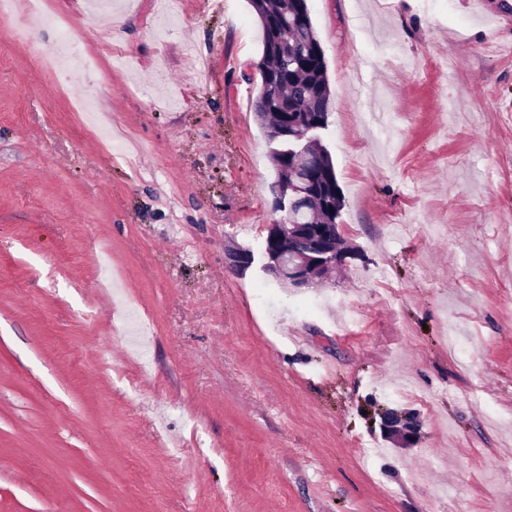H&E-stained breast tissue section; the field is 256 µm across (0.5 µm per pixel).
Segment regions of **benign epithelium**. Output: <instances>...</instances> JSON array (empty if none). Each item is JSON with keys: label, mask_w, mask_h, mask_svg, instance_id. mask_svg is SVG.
<instances>
[{"label": "benign epithelium", "mask_w": 512, "mask_h": 512, "mask_svg": "<svg viewBox=\"0 0 512 512\" xmlns=\"http://www.w3.org/2000/svg\"><path fill=\"white\" fill-rule=\"evenodd\" d=\"M324 129L321 121L314 117L301 122L295 116L288 118L282 129H274L277 137L291 143L290 157L294 166L293 181L288 184L294 198L287 203L283 195L275 198L274 211L279 218L269 225L262 256L268 259L263 270L290 288H310L321 282L319 273L331 266H342L347 253L336 250L334 235L327 224H299L296 214L306 206L307 199L329 193L325 178L314 161L310 145L318 140L319 131ZM227 266L234 271L250 268L254 252L247 247L233 246L225 253ZM388 433L397 437L402 444L411 443L416 436V425L405 423L396 429L394 420L385 418L383 423Z\"/></svg>", "instance_id": "obj_1"}]
</instances>
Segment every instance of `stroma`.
<instances>
[{
	"label": "stroma",
	"mask_w": 512,
	"mask_h": 512,
	"mask_svg": "<svg viewBox=\"0 0 512 512\" xmlns=\"http://www.w3.org/2000/svg\"><path fill=\"white\" fill-rule=\"evenodd\" d=\"M307 4L353 255L299 291L225 263L277 218L249 0L0 15V512H512V0Z\"/></svg>",
	"instance_id": "1"
}]
</instances>
